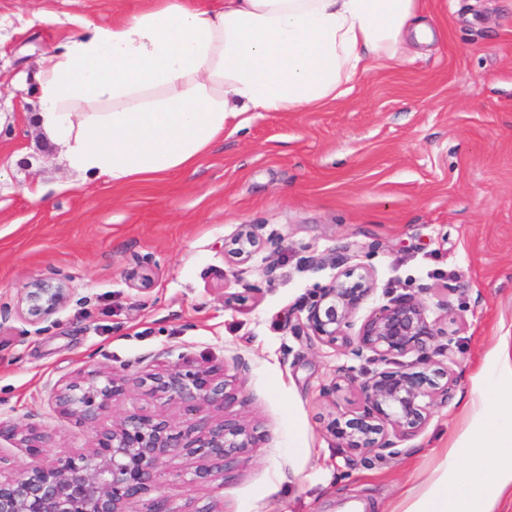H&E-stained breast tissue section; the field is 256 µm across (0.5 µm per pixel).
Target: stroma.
Returning <instances> with one entry per match:
<instances>
[{"label": "stroma", "mask_w": 512, "mask_h": 512, "mask_svg": "<svg viewBox=\"0 0 512 512\" xmlns=\"http://www.w3.org/2000/svg\"><path fill=\"white\" fill-rule=\"evenodd\" d=\"M425 3L440 32L425 53L320 110L255 113L194 168L116 188L61 162L28 107L49 45L78 34V18L108 26L141 0H0V304L38 277L72 290L55 322H0V418L52 432L57 449L86 448L91 429L56 418L57 390L181 359L235 376L234 410L260 438L205 486L165 476L183 512H340L349 501L396 512L434 473L490 349L512 333V0ZM31 183L41 201L24 194ZM243 224L280 251L235 258ZM343 247L372 272L378 301L426 289L453 339L448 403L384 459H352L326 430L360 401L338 368L372 363L293 330L309 291L338 273L308 257ZM228 294L241 302L225 305ZM237 356L247 370H234ZM134 412L181 417L144 383L103 423Z\"/></svg>", "instance_id": "35a3bbf8"}]
</instances>
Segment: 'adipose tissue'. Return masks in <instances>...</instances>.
<instances>
[{
  "instance_id": "obj_1",
  "label": "adipose tissue",
  "mask_w": 512,
  "mask_h": 512,
  "mask_svg": "<svg viewBox=\"0 0 512 512\" xmlns=\"http://www.w3.org/2000/svg\"><path fill=\"white\" fill-rule=\"evenodd\" d=\"M422 0H143L40 59L36 119L69 167L124 186L194 167L251 112H309L431 43ZM464 426L402 512H494L512 497V336Z\"/></svg>"
}]
</instances>
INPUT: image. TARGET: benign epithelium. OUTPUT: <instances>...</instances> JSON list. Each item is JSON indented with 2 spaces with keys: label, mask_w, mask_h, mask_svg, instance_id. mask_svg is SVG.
Wrapping results in <instances>:
<instances>
[{
  "label": "benign epithelium",
  "mask_w": 512,
  "mask_h": 512,
  "mask_svg": "<svg viewBox=\"0 0 512 512\" xmlns=\"http://www.w3.org/2000/svg\"><path fill=\"white\" fill-rule=\"evenodd\" d=\"M261 225L245 224L236 237L235 255L248 258L261 246L276 251L280 242L260 235ZM350 248L310 257L308 266L331 265L341 272L327 285L316 288L303 300L294 329L319 343L336 344L381 367L358 379L355 369L339 372L358 384L362 404L339 411L328 424L329 433L341 447L362 455H396L402 442L417 436L426 425L431 409L448 402L455 382L448 367L452 343H439L448 332L427 314L425 302L415 294L401 293L374 305L358 331L351 333L355 316L374 295L370 272L355 274L345 268ZM71 299V288L57 277L30 282L14 308L4 311L27 323L52 320ZM415 353L418 365L400 358ZM151 391L176 404L183 420L174 422L158 414H132L112 421L109 428L97 424L129 379L91 373L55 395V411L62 418L77 417L94 427L92 445L60 452L41 462L52 437L36 429L23 430L0 421V440L14 442L32 460L14 474L0 475V512H129L151 487L168 474L167 466L183 453L198 455L204 462L175 476L190 486L209 483L216 460L222 470L235 467L255 448L247 423L236 414L207 421L194 419L204 406L224 410L239 402L228 390L227 380L210 368H185L174 364L148 375ZM142 512H184L172 501L158 496L145 503Z\"/></svg>",
  "instance_id": "7a95c632"
}]
</instances>
